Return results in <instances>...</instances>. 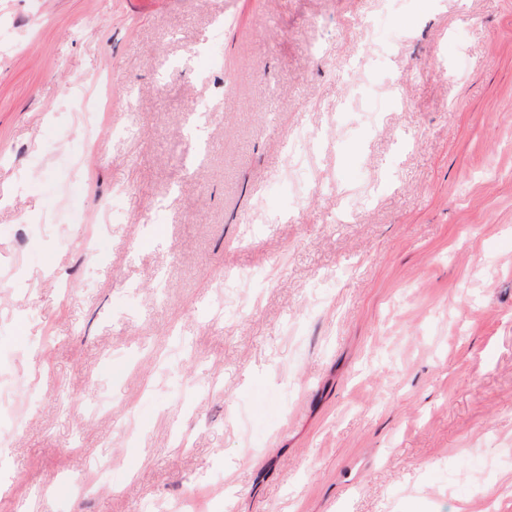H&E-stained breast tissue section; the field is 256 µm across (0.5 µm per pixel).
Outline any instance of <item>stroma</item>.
<instances>
[{
    "instance_id": "obj_1",
    "label": "stroma",
    "mask_w": 512,
    "mask_h": 512,
    "mask_svg": "<svg viewBox=\"0 0 512 512\" xmlns=\"http://www.w3.org/2000/svg\"><path fill=\"white\" fill-rule=\"evenodd\" d=\"M462 501L512 512V0H0V512Z\"/></svg>"
}]
</instances>
